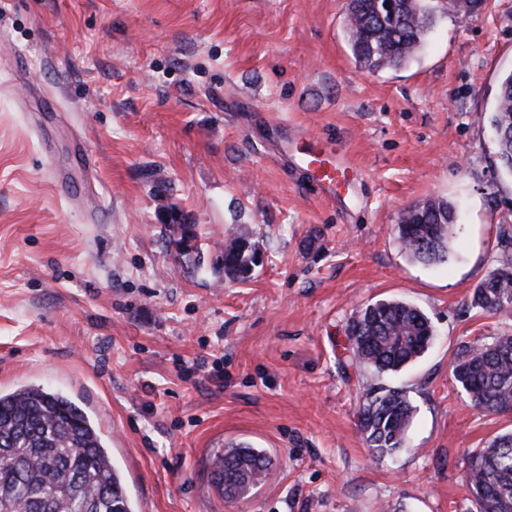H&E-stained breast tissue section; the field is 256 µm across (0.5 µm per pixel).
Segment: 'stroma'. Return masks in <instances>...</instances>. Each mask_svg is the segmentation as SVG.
I'll list each match as a JSON object with an SVG mask.
<instances>
[{
  "mask_svg": "<svg viewBox=\"0 0 512 512\" xmlns=\"http://www.w3.org/2000/svg\"><path fill=\"white\" fill-rule=\"evenodd\" d=\"M346 0H0V392L36 382L98 424L135 512H470L467 452L512 430L450 364L512 335L470 293L512 226L490 123L512 70V0L439 19L399 70L356 66ZM349 155L335 196L292 152ZM456 209L448 262L402 251L404 209ZM192 225V256L163 217ZM245 230L261 254L224 277ZM431 319L395 375L351 364L345 327L379 299ZM403 388L408 443L373 455L363 393ZM273 458L227 499L231 443ZM221 253L224 276L234 279L244 278L259 258L256 244L251 243L249 236L244 233L233 234L224 239Z\"/></svg>",
  "mask_w": 512,
  "mask_h": 512,
  "instance_id": "obj_1",
  "label": "stroma"
}]
</instances>
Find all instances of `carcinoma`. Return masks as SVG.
Instances as JSON below:
<instances>
[{"instance_id":"cac0c4a2","label":"carcinoma","mask_w":512,"mask_h":512,"mask_svg":"<svg viewBox=\"0 0 512 512\" xmlns=\"http://www.w3.org/2000/svg\"><path fill=\"white\" fill-rule=\"evenodd\" d=\"M370 0L368 14L347 3L346 33L358 66L369 72L400 69L414 57L437 16L451 9L475 14L481 0ZM491 123L497 158L512 172V70L499 82ZM455 208L434 198L400 215L398 236L407 256L421 264L448 260ZM168 243L183 249L194 238L177 214L166 224ZM497 267L470 294V306L497 314L512 311V235L501 237ZM259 251L244 233L224 239V275L243 278ZM434 336L429 317L403 299H381L357 310L346 328L355 365L396 374L416 362ZM455 382L483 413L512 412V335L490 344L464 345L452 363ZM363 440L381 456L402 448L416 407L399 388L381 387L358 403ZM271 459L258 448L236 446L216 456L212 480L226 498L249 493L265 481ZM465 481L475 512H512V432L466 455ZM0 512H135L123 477L94 420L60 392L29 384L0 394Z\"/></svg>"}]
</instances>
